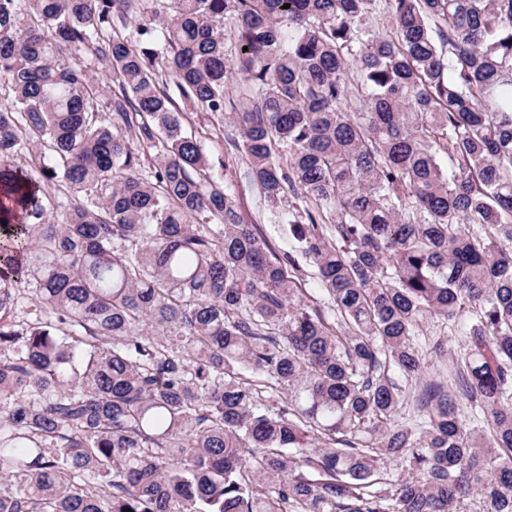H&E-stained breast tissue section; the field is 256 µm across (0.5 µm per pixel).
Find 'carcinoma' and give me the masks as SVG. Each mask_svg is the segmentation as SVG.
Returning a JSON list of instances; mask_svg holds the SVG:
<instances>
[{
  "instance_id": "1",
  "label": "carcinoma",
  "mask_w": 512,
  "mask_h": 512,
  "mask_svg": "<svg viewBox=\"0 0 512 512\" xmlns=\"http://www.w3.org/2000/svg\"><path fill=\"white\" fill-rule=\"evenodd\" d=\"M2 89L0 512H512V0H0ZM179 104L188 113V127L198 137H202L204 152L206 154L210 173L215 181L225 180L224 165L231 166L233 189L238 197L242 211L250 224L257 225L272 247L279 253L288 251L291 240L288 237V224H285V211L283 208H272L264 201L260 189L252 184L245 175V162L237 158V162L229 160L228 146L225 140L230 131L227 120L208 112H197L182 102ZM449 351L450 348H448V365L446 366L439 362V358L433 352L424 350L422 371L425 379H441L445 384L451 385L454 376Z\"/></svg>"
}]
</instances>
